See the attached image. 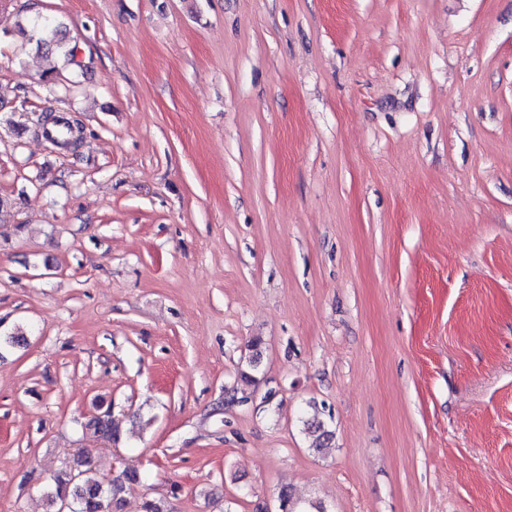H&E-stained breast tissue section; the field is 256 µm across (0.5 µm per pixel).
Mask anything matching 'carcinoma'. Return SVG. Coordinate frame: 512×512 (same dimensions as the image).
Returning <instances> with one entry per match:
<instances>
[{"mask_svg":"<svg viewBox=\"0 0 512 512\" xmlns=\"http://www.w3.org/2000/svg\"><path fill=\"white\" fill-rule=\"evenodd\" d=\"M33 30L39 34L37 46L47 49L59 50L68 63L74 62L73 50L67 47L65 33L47 20L33 22ZM21 131H30L41 137L53 147L70 151L76 149L82 134L81 121L74 116H54L50 112L32 113L27 116L26 122L19 125ZM262 341L255 338L248 344V355L245 358L246 366L240 370L239 379L245 385H255L258 382L257 373L262 358ZM85 428L93 437L108 441L119 439V430L112 422L111 411L101 416L92 417ZM304 431L311 439V448L319 451L328 447L333 433L329 423L313 416L304 422ZM139 480L135 474H125L106 482L96 476L91 452L84 449L77 456L64 462V467L54 480V484L43 491L53 512H59L61 499L69 497L76 500L78 512H119L121 507V493L125 483H134Z\"/></svg>","mask_w":512,"mask_h":512,"instance_id":"obj_1","label":"carcinoma"}]
</instances>
